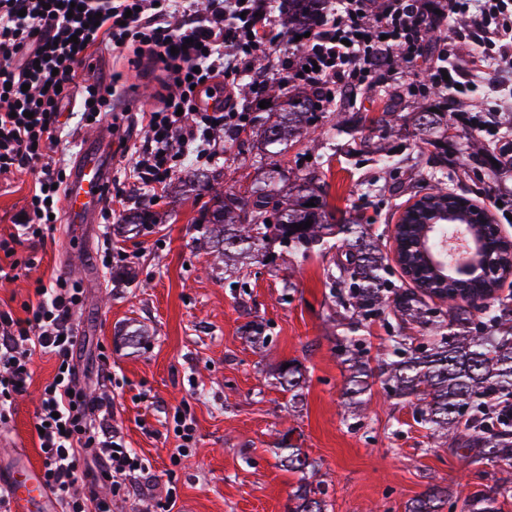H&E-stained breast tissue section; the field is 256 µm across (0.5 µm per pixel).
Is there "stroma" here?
<instances>
[{
    "label": "stroma",
    "mask_w": 512,
    "mask_h": 512,
    "mask_svg": "<svg viewBox=\"0 0 512 512\" xmlns=\"http://www.w3.org/2000/svg\"><path fill=\"white\" fill-rule=\"evenodd\" d=\"M473 53V46H461L453 60L473 89L448 115L457 137L448 147L455 163L445 184L483 207L512 238V207L497 204L502 176L487 167L474 173L464 165L469 116L495 108L512 113V76L492 66L473 68ZM174 75V62L142 65L132 45L99 48L87 63L86 77L111 88L113 112L92 123L73 115L61 131L55 160L71 170L89 135L111 123L113 113L133 116L160 106L163 84ZM399 85L395 79L357 90L355 108L368 117L360 127L363 136L381 138L370 119L399 96ZM347 109L345 98H337L319 112L304 137L278 155L249 132L227 138L214 162L188 153L158 193L135 182L131 161L113 150L111 176L125 184V201L99 213L85 236L69 241L57 228L36 246L16 248L17 259L33 265L21 269L17 281L0 285V307L22 314L40 280L59 277L83 288L74 317L81 377L91 393H98V366L108 361L112 423L155 482L174 485L171 512H289L298 477L281 463L277 446L285 436L316 461L328 512H371L378 504L405 512L406 504L433 484L452 490L465 483L473 491L495 485L485 465L464 463L455 449L434 445L416 422L414 406L389 398L381 383H373L360 415L348 414L340 392L346 371L334 352L335 307L325 285L334 255L301 254L272 244L251 261L244 286L234 289L196 245L197 220L211 207L212 195L186 191L187 172L209 174L217 188L247 195L264 187L275 163L292 181L319 171L328 208L370 227L381 237L383 254H390L389 228L407 197L368 192V182L390 184L400 175L379 169L367 154H351L350 136L335 135L336 115ZM388 145L411 159V169L401 176L414 192L424 193L435 147L411 129ZM35 178L27 167L0 177V235L13 232ZM135 210L156 214L157 224L113 239L111 255H104L105 234ZM133 323L149 331L136 346L123 339ZM254 323L264 328L258 341L249 334ZM291 360L304 375L296 405L277 381L280 366ZM56 366L52 356H35L33 382L16 398L8 424L0 427V452L22 450L41 465L34 425L40 389ZM177 413L194 428L186 449L175 432Z\"/></svg>",
    "instance_id": "obj_1"
}]
</instances>
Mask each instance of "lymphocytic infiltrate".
Instances as JSON below:
<instances>
[{"label":"lymphocytic infiltrate","instance_id":"1","mask_svg":"<svg viewBox=\"0 0 512 512\" xmlns=\"http://www.w3.org/2000/svg\"><path fill=\"white\" fill-rule=\"evenodd\" d=\"M472 0H339L337 8L310 26L307 37L287 30L297 50L272 60L268 46L275 21L262 0H207L198 20H179L181 10H194L193 0H0V175L24 164L39 166L24 218L15 233L0 236V281L19 275L15 247L41 239L52 226L60 198L61 170L51 153L57 141L62 107L80 93L89 117L108 111L110 94L87 83L82 71L99 47L139 43L175 51L177 76L161 108L143 113L145 140L133 147L134 178L153 191L163 189L187 148L214 159L222 135L247 125L252 98L268 81L303 85L317 93L319 107L330 105L337 88L356 90L374 84L378 75L397 71L424 54L427 19L449 10L460 17L454 39L477 46L473 65L496 62L512 70V0H482L478 26L465 24ZM98 16L91 25L90 16ZM450 45L439 49L423 76L431 94L450 92L459 100L456 70L449 65ZM261 72L250 95L235 100L241 77ZM223 85L224 109L200 110V93ZM24 316L0 309V424L12 416L16 395L27 391L33 358L50 354L58 366L45 384L37 410L43 457V479L63 512H112V495H154L148 467L127 448L112 425V398L90 397L73 361L77 338L73 316L83 291L59 278L37 283ZM89 457L91 472L109 487V497L80 489L78 462Z\"/></svg>","mask_w":512,"mask_h":512}]
</instances>
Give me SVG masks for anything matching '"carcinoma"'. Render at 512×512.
<instances>
[{"instance_id":"carcinoma-1","label":"carcinoma","mask_w":512,"mask_h":512,"mask_svg":"<svg viewBox=\"0 0 512 512\" xmlns=\"http://www.w3.org/2000/svg\"><path fill=\"white\" fill-rule=\"evenodd\" d=\"M327 2L288 0V26L309 27ZM316 110V93L299 92L286 101L281 120L265 126L261 135L269 145L286 146L303 125L315 120ZM411 120L421 141L439 145L448 154V112L421 106ZM200 187L213 191V206L198 223L203 225L202 235L211 253L226 266L236 254L261 252L271 239L306 253L330 251L336 247V237L342 236L344 259L334 263L328 276L337 304L363 320L383 314L391 305L398 320L397 330L389 336L388 360L379 367L389 396L415 405L417 419L431 439L476 448L480 459L503 474L487 493L472 492L466 484L454 491L434 485L413 499L406 512H504L503 497H512V415L498 408L507 409L512 401V308L501 301L487 302L481 308V320L475 322L456 298L461 290L487 296L493 285L485 280L450 281L439 296L444 309L428 307L426 298L439 288L424 281L417 289L389 299L387 266L377 240L365 225L346 217L338 219L325 209L320 177L314 171L304 175L295 201L284 210L270 206L271 192L263 189L253 192L249 200L224 193L207 180ZM310 201L314 206H306ZM307 221L312 222L309 228H293ZM414 323L436 325L430 350L417 352L408 346L405 325ZM346 341L349 347L338 349L336 355L348 356L354 373L344 382L342 397L361 407L374 373L356 360L361 339L350 336ZM302 380V370L293 361L279 373L280 386L295 397ZM280 451L288 471L300 474L291 512H326L321 483L313 481L315 467L308 456L285 439Z\"/></svg>"}]
</instances>
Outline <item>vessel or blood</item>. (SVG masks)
<instances>
[{"mask_svg":"<svg viewBox=\"0 0 512 512\" xmlns=\"http://www.w3.org/2000/svg\"><path fill=\"white\" fill-rule=\"evenodd\" d=\"M109 139V130L104 127L97 138L84 143L65 185L63 222L72 234L84 233L105 202L103 190L111 174ZM0 486L10 492L11 512H61L40 470L24 453L0 457Z\"/></svg>","mask_w":512,"mask_h":512,"instance_id":"obj_1","label":"vessel or blood"}]
</instances>
